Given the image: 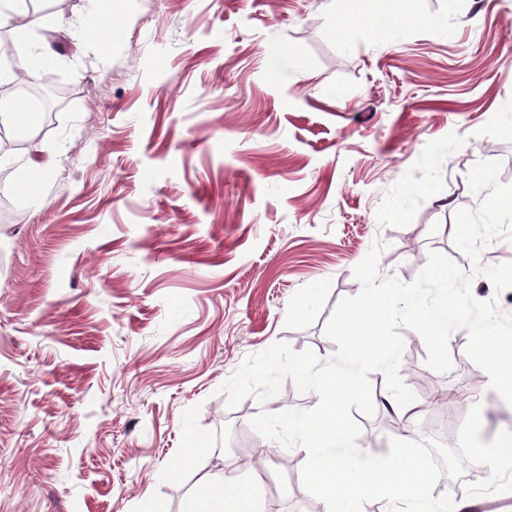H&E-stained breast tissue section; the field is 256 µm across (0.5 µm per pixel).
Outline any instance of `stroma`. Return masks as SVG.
I'll list each match as a JSON object with an SVG mask.
<instances>
[{
	"mask_svg": "<svg viewBox=\"0 0 512 512\" xmlns=\"http://www.w3.org/2000/svg\"><path fill=\"white\" fill-rule=\"evenodd\" d=\"M385 23L337 27L347 0H121L102 41L86 0H30L33 47L51 44L63 98L34 148L56 158L40 194L0 188V512H190L216 474L263 478L264 506L303 492V448L226 450L216 418L253 432L260 412L313 409L292 381L228 408L220 388L284 341L333 357L325 334L361 286L414 280L477 208L468 173L502 160L512 185V0H393ZM415 426L376 405L357 440L456 446L482 407L483 442L512 430L491 389ZM206 447L192 464L190 441Z\"/></svg>",
	"mask_w": 512,
	"mask_h": 512,
	"instance_id": "35a3bbf8",
	"label": "stroma"
}]
</instances>
